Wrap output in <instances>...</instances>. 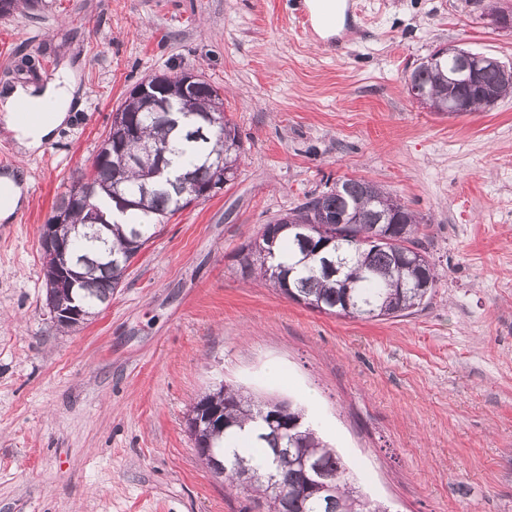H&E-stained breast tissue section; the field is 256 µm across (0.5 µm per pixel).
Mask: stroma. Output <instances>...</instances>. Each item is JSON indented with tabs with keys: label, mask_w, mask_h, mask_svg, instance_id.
<instances>
[{
	"label": "stroma",
	"mask_w": 512,
	"mask_h": 512,
	"mask_svg": "<svg viewBox=\"0 0 512 512\" xmlns=\"http://www.w3.org/2000/svg\"><path fill=\"white\" fill-rule=\"evenodd\" d=\"M496 0H350L312 41L293 0H39L0 17V88L64 63L79 94L42 152L0 150L35 190L0 223V512H262L201 461L185 419L224 384L298 403L388 512H512V96L448 117L407 89L432 52L512 64ZM218 86L242 161L133 260L108 305L58 328L40 227L149 75ZM345 178L417 213L440 272L407 317L352 320L243 274L239 247ZM275 361L280 378L265 369Z\"/></svg>",
	"instance_id": "35a3bbf8"
}]
</instances>
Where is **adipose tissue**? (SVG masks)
I'll return each instance as SVG.
<instances>
[{
    "instance_id": "adipose-tissue-1",
    "label": "adipose tissue",
    "mask_w": 512,
    "mask_h": 512,
    "mask_svg": "<svg viewBox=\"0 0 512 512\" xmlns=\"http://www.w3.org/2000/svg\"><path fill=\"white\" fill-rule=\"evenodd\" d=\"M77 91L76 75L70 66H63L56 77L43 88L16 86L0 95V111L12 115L18 107L33 112H45L43 121L28 126H13L19 153L39 151L52 139L56 130L68 119L71 103Z\"/></svg>"
}]
</instances>
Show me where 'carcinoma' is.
Segmentation results:
<instances>
[{
	"instance_id": "1",
	"label": "carcinoma",
	"mask_w": 512,
	"mask_h": 512,
	"mask_svg": "<svg viewBox=\"0 0 512 512\" xmlns=\"http://www.w3.org/2000/svg\"><path fill=\"white\" fill-rule=\"evenodd\" d=\"M408 81L428 95L448 96L468 112L483 108V87L465 84L448 89V61L416 66ZM171 104L186 109L183 124L168 123L163 107L147 106L144 99H127L123 107L133 125L125 150L136 157L134 163L116 171L113 163L98 153L91 166L93 189L90 200L97 226L90 229L89 212L62 195L56 208L66 213L74 270L79 277L70 293L82 316L58 323L71 329L99 313L102 305L122 282L126 270L142 249L178 211L190 204L167 183L166 175L151 176L158 161L173 169L178 162L190 185L211 183L213 166L221 164L229 172L225 182L235 178L241 159L237 127L229 119L199 131L204 114L224 108L219 89L204 83L199 98ZM152 152H147V149ZM342 219L346 233L338 237L321 216ZM422 218L382 187L363 179L348 178L334 189L305 201L265 225L260 239L241 245V269L254 273L283 294L293 290L310 309L338 317L375 320L403 317L428 303L439 277L434 264L424 269L401 252L424 253L416 237ZM382 235L386 242L373 238ZM428 278L431 288H419ZM223 409L228 428L203 424L194 437L197 451L206 465L218 459L224 466V482L239 490L267 512H386L381 504L363 497L350 483L347 468L330 444L316 435L301 408L290 401H255L239 388L222 385L202 396L190 409ZM283 410L278 430L262 426L256 447L235 450L238 430L262 420L261 412ZM318 465L321 474L333 483L324 494L310 487L319 480L301 459ZM242 468L250 474L243 483L237 476Z\"/></svg>"
}]
</instances>
